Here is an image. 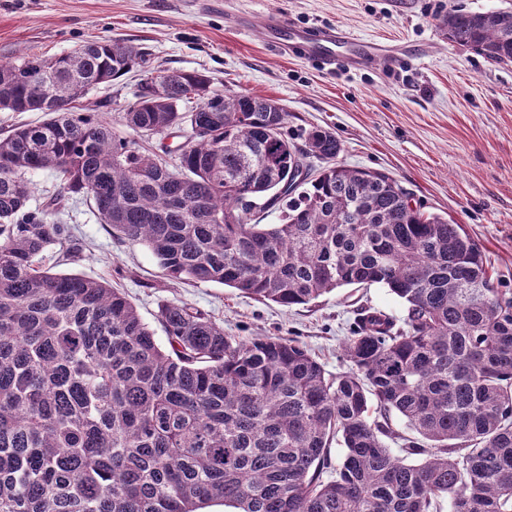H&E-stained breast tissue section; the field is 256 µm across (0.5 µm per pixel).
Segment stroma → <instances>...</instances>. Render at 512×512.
Instances as JSON below:
<instances>
[{
	"instance_id": "35a3bbf8",
	"label": "stroma",
	"mask_w": 512,
	"mask_h": 512,
	"mask_svg": "<svg viewBox=\"0 0 512 512\" xmlns=\"http://www.w3.org/2000/svg\"><path fill=\"white\" fill-rule=\"evenodd\" d=\"M503 8L512 0H0V62L121 39L143 49L150 68L196 71L215 87L274 99L288 114V138L301 141L315 127L334 132L338 164L387 173L425 211L462 225L481 245L494 282L512 288V62L450 43L442 24L452 9ZM271 22L345 30L410 55L393 64L340 58L326 65L278 48L264 34ZM141 79L134 71L98 85L78 106L121 112ZM58 218L70 225L81 258L65 259L55 246L43 265L106 279L154 330L161 303L186 302L242 340L296 338L335 373L346 368L341 345L358 309L403 313L377 285L286 308L221 284L177 283L145 246L113 237L92 201L70 199Z\"/></svg>"
}]
</instances>
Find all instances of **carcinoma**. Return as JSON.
<instances>
[{
    "instance_id": "carcinoma-1",
    "label": "carcinoma",
    "mask_w": 512,
    "mask_h": 512,
    "mask_svg": "<svg viewBox=\"0 0 512 512\" xmlns=\"http://www.w3.org/2000/svg\"><path fill=\"white\" fill-rule=\"evenodd\" d=\"M443 26L512 61L511 9H451ZM134 69L151 83L119 115L128 135L76 110ZM0 109L47 116L0 138V512H512V289L461 225L335 163L330 130L289 139L275 100L150 70L123 41L0 63ZM161 133L183 137L161 146L172 165L133 138ZM40 170L60 190L33 208ZM73 195L170 280L284 307L380 285L403 315L361 309L336 374L187 303L158 306L164 347L121 289L40 265L71 242L55 214Z\"/></svg>"
}]
</instances>
